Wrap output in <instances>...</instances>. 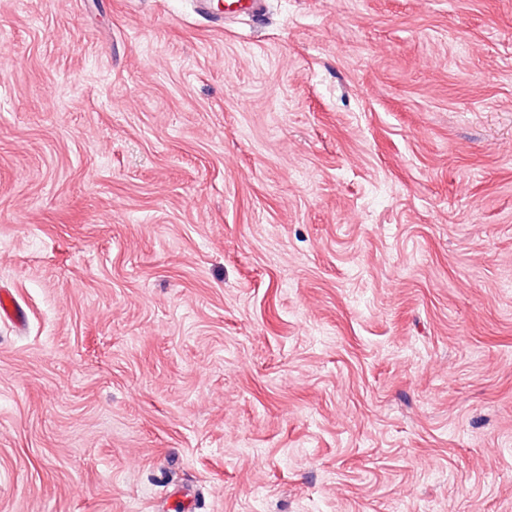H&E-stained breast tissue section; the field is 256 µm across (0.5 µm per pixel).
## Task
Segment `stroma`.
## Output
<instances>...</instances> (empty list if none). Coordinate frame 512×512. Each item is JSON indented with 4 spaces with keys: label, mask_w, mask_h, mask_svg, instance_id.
I'll use <instances>...</instances> for the list:
<instances>
[{
    "label": "stroma",
    "mask_w": 512,
    "mask_h": 512,
    "mask_svg": "<svg viewBox=\"0 0 512 512\" xmlns=\"http://www.w3.org/2000/svg\"><path fill=\"white\" fill-rule=\"evenodd\" d=\"M0 512H512V0H0ZM200 13L210 18L216 25L224 24V18L230 15L248 14L256 19L262 16L263 0H225L224 12L216 11L210 0H194Z\"/></svg>",
    "instance_id": "35a3bbf8"
}]
</instances>
